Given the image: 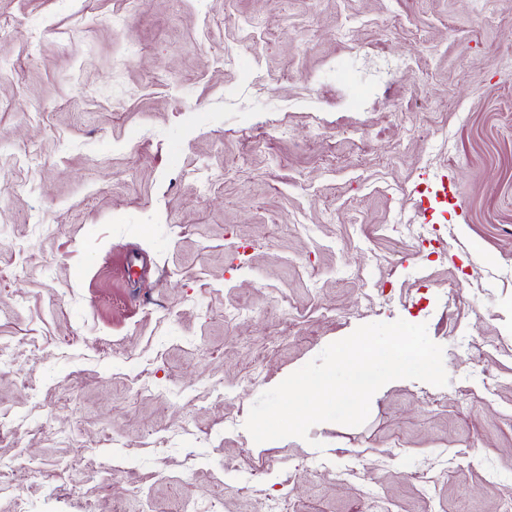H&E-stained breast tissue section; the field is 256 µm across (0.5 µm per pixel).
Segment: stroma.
I'll use <instances>...</instances> for the list:
<instances>
[{"instance_id": "1", "label": "stroma", "mask_w": 512, "mask_h": 512, "mask_svg": "<svg viewBox=\"0 0 512 512\" xmlns=\"http://www.w3.org/2000/svg\"><path fill=\"white\" fill-rule=\"evenodd\" d=\"M1 26L0 512H512V0H0ZM398 319L447 386L252 440L262 392Z\"/></svg>"}]
</instances>
